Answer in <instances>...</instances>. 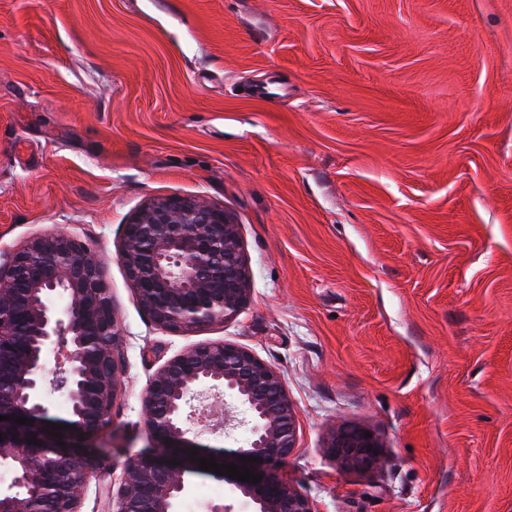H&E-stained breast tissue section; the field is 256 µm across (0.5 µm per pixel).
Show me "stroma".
I'll return each instance as SVG.
<instances>
[{
    "label": "stroma",
    "instance_id": "35a3bbf8",
    "mask_svg": "<svg viewBox=\"0 0 512 512\" xmlns=\"http://www.w3.org/2000/svg\"><path fill=\"white\" fill-rule=\"evenodd\" d=\"M168 196L238 224L233 321L141 309L122 227ZM57 231L112 291L115 470L155 372L224 341L280 372L316 512H512V0H0V249ZM369 432L358 427H348L334 431L330 435L327 447L347 467L360 471H370L381 462L379 448L381 443L378 437H365Z\"/></svg>",
    "mask_w": 512,
    "mask_h": 512
}]
</instances>
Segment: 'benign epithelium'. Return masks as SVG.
<instances>
[{"mask_svg": "<svg viewBox=\"0 0 512 512\" xmlns=\"http://www.w3.org/2000/svg\"><path fill=\"white\" fill-rule=\"evenodd\" d=\"M120 260L140 306L157 326L186 330L226 323L247 302L250 280L239 225L222 207L179 196L159 199L123 225ZM122 336L102 260L65 232L40 235L0 262V512H80L88 488H105L111 461L92 439L106 427L124 372ZM62 369L57 389L66 417L49 416L45 367ZM207 387L244 407L246 446L223 455L196 442L194 401ZM153 449L125 463L112 512H176L199 471L190 460L215 457L261 475L257 483L222 475L257 512H315L310 499L281 480L276 465L295 448L296 413L282 377L252 352L224 342L193 346L150 379L142 401ZM33 420L21 425L12 417ZM69 428L58 439L52 424ZM358 427L330 435L327 447L347 467L370 471L381 462L378 437ZM35 438L37 442L28 443ZM61 440L64 445L56 444ZM242 457L255 461L243 463ZM179 465L173 466L171 462Z\"/></svg>", "mask_w": 512, "mask_h": 512, "instance_id": "benign-epithelium-1", "label": "benign epithelium"}]
</instances>
